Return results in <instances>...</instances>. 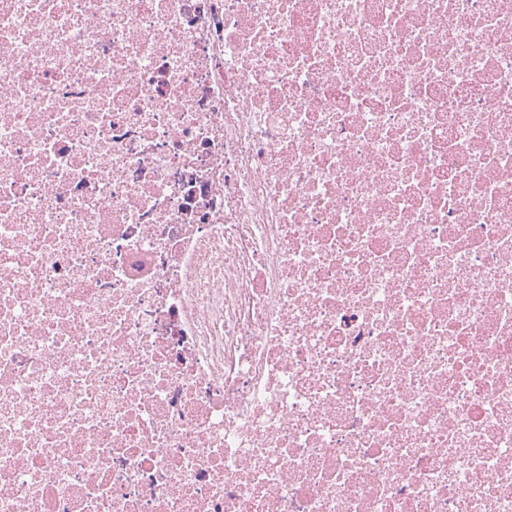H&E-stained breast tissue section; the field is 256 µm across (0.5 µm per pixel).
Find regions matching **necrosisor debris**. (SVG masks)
<instances>
[{
	"label": "necrosis or debris",
	"instance_id": "obj_1",
	"mask_svg": "<svg viewBox=\"0 0 512 512\" xmlns=\"http://www.w3.org/2000/svg\"><path fill=\"white\" fill-rule=\"evenodd\" d=\"M0 512H512V0H0Z\"/></svg>",
	"mask_w": 512,
	"mask_h": 512
}]
</instances>
